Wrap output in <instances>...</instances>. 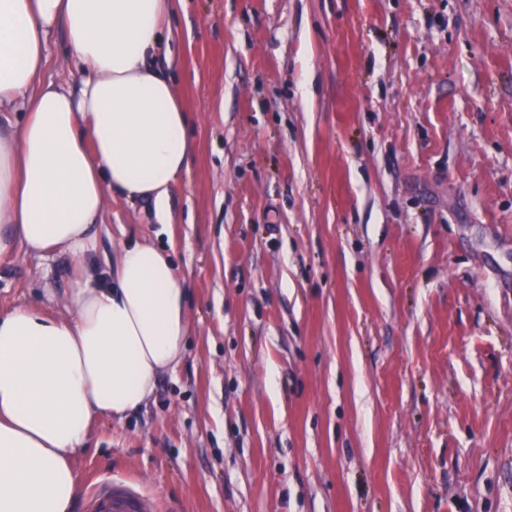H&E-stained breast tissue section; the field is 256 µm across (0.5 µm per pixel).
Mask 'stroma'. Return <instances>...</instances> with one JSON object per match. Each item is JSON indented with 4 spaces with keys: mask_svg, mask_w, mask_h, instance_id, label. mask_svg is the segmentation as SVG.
Masks as SVG:
<instances>
[{
    "mask_svg": "<svg viewBox=\"0 0 512 512\" xmlns=\"http://www.w3.org/2000/svg\"><path fill=\"white\" fill-rule=\"evenodd\" d=\"M174 372L75 459L158 512H512V0H178ZM46 76L79 88L65 31ZM69 261L0 255V308Z\"/></svg>",
    "mask_w": 512,
    "mask_h": 512,
    "instance_id": "1",
    "label": "stroma"
}]
</instances>
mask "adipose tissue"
<instances>
[{"instance_id":"1","label":"adipose tissue","mask_w":512,"mask_h":512,"mask_svg":"<svg viewBox=\"0 0 512 512\" xmlns=\"http://www.w3.org/2000/svg\"><path fill=\"white\" fill-rule=\"evenodd\" d=\"M173 0H0V255L68 256L71 288L0 312V512H74L93 423L123 420L181 362L193 326L172 254L119 242L95 272L110 197L172 220L190 119L155 65ZM65 30L79 90L46 79Z\"/></svg>"}]
</instances>
